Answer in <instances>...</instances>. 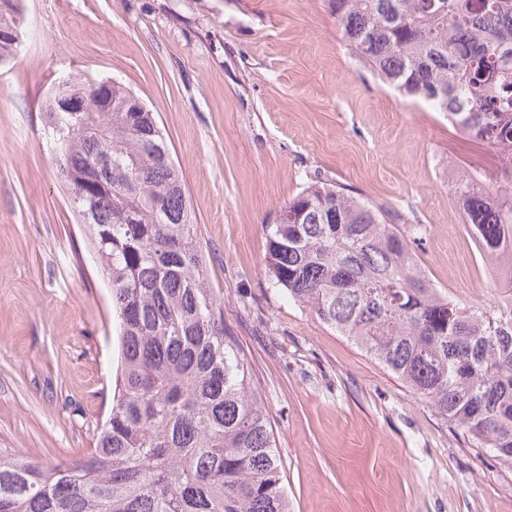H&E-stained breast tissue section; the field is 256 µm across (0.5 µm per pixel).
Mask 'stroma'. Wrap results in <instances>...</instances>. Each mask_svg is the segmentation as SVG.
<instances>
[{
    "instance_id": "obj_1",
    "label": "stroma",
    "mask_w": 512,
    "mask_h": 512,
    "mask_svg": "<svg viewBox=\"0 0 512 512\" xmlns=\"http://www.w3.org/2000/svg\"><path fill=\"white\" fill-rule=\"evenodd\" d=\"M0 64V449L83 455L112 403L108 284L45 147L59 77L116 79L157 112L224 322L253 369L292 512H512V467L273 288L266 226L332 179L405 212L433 283L493 298L448 182L493 148L405 102L349 53L326 0H25Z\"/></svg>"
}]
</instances>
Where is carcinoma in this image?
Wrapping results in <instances>:
<instances>
[{"label": "carcinoma", "instance_id": "obj_1", "mask_svg": "<svg viewBox=\"0 0 512 512\" xmlns=\"http://www.w3.org/2000/svg\"><path fill=\"white\" fill-rule=\"evenodd\" d=\"M21 0H0V59ZM355 59L470 138L512 154V0H328ZM86 104L64 112L61 102ZM57 176L112 292L118 349L96 445L49 468L0 450V512H291L250 366L224 323L182 174L155 113L118 80L58 79ZM453 195L482 257L512 246V172ZM397 210L324 180L267 225L273 287L348 337L453 428L512 466V276L493 305L436 288Z\"/></svg>", "mask_w": 512, "mask_h": 512}]
</instances>
